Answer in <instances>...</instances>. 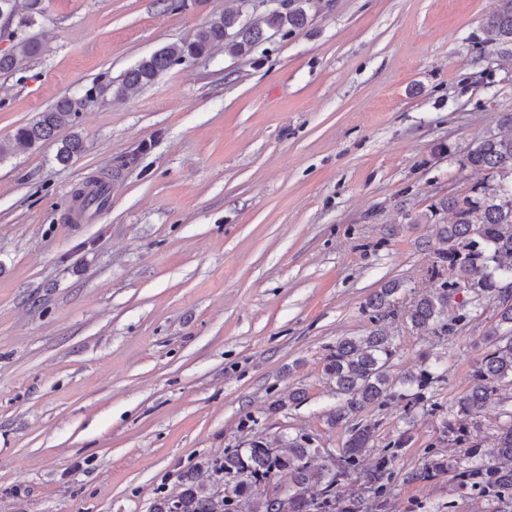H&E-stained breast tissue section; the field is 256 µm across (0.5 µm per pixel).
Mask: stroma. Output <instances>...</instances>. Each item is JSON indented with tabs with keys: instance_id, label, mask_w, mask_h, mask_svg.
Instances as JSON below:
<instances>
[{
	"instance_id": "obj_1",
	"label": "stroma",
	"mask_w": 512,
	"mask_h": 512,
	"mask_svg": "<svg viewBox=\"0 0 512 512\" xmlns=\"http://www.w3.org/2000/svg\"><path fill=\"white\" fill-rule=\"evenodd\" d=\"M46 4V52L0 72V139L237 6ZM494 6L319 0L249 56L220 48L99 99L58 133L84 141L69 165L57 142L0 161V512H153L259 435L338 454L328 347L368 332L365 302L387 283L405 303L433 288L436 224L404 217L482 182L465 155L512 112V46L477 44ZM100 179L107 206L69 221ZM495 310L442 339L388 321L392 378L435 363L442 377L435 411L363 412L377 448L408 436L385 512H512L451 474L410 477L428 453L459 457L442 430Z\"/></svg>"
}]
</instances>
